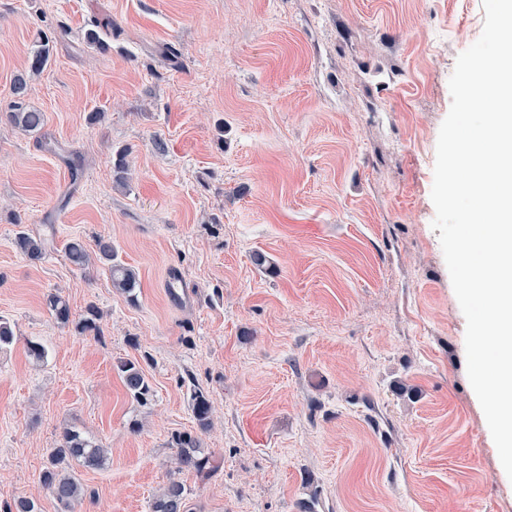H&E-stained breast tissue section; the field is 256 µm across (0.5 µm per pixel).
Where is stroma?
Wrapping results in <instances>:
<instances>
[{
  "label": "stroma",
  "instance_id": "35a3bbf8",
  "mask_svg": "<svg viewBox=\"0 0 512 512\" xmlns=\"http://www.w3.org/2000/svg\"><path fill=\"white\" fill-rule=\"evenodd\" d=\"M484 16L482 0H0V512H57L39 474L67 429L107 452L74 467L78 512H150L173 479L189 512H512L432 227L449 78ZM42 38L28 134L1 115ZM99 236L137 301L66 259ZM55 291L73 316L96 305L101 335L57 324ZM183 431L217 471L176 470ZM15 244L30 261H40L45 254V240L40 237H33L21 231L15 238ZM116 369L127 394L137 403L147 404L152 396L151 386L140 366L130 360H121ZM192 412L200 429H207L211 424L213 403L210 397L200 389H194L191 394Z\"/></svg>",
  "mask_w": 512,
  "mask_h": 512
}]
</instances>
